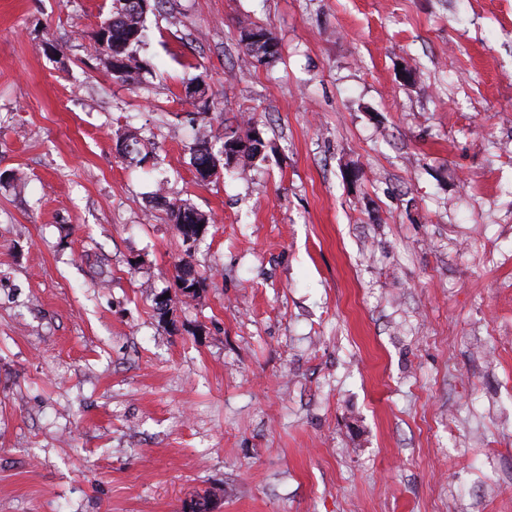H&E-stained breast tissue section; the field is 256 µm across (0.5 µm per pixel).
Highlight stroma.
Wrapping results in <instances>:
<instances>
[{
	"mask_svg": "<svg viewBox=\"0 0 512 512\" xmlns=\"http://www.w3.org/2000/svg\"><path fill=\"white\" fill-rule=\"evenodd\" d=\"M111 11L0 0V512H512V0H167L127 82ZM254 32H256V34L266 38V41L264 42V44L262 46H260V48H263V46H265L267 42H275L276 44H278L277 39L266 28H264L262 26H259V25L255 24V23H252V22H250V23H242L241 22L240 40L243 43L247 54L250 57L256 59V61L260 62V63L271 64V63L276 62L280 58V53H279V55L277 57H275V58H273L271 60H264L261 57V53H259V52L253 53V50L248 46V44L244 43V36L246 34H254ZM247 125L248 126L251 125V126L244 135H241L237 130L231 131L230 133L225 132L224 133V145L234 138H239V139L242 137L247 138V139L251 140L253 144H252L251 148L248 150V152L244 156H242L240 159H237L236 162L238 160H240L244 164H247V163H253L254 161H263V160H265V156L263 155V148L265 147V145H264V141L261 136H260V138H257V134L258 133L260 134V131L258 129V124L255 122L253 123L252 119H249L247 121ZM211 146L209 145L208 136L206 134H203L202 137L198 140L196 146L192 150V164L195 159L201 160L202 162H206L209 160H212L214 164L216 162L220 161V158H218V155L221 154V150L218 151L217 154H215L213 151L210 152ZM206 151V153H204ZM212 162L205 163L198 167L196 170L198 177L200 180L207 181L210 178L213 177L217 170V166L215 167ZM166 211L169 217V220L173 224H188L192 226V228H196L198 224H195L192 217L196 216L198 220H201L204 217V214L196 211L193 207L187 205L186 203H180L177 201L166 200ZM205 223L207 226L210 223V218L205 215L204 217Z\"/></svg>",
	"mask_w": 512,
	"mask_h": 512,
	"instance_id": "35a3bbf8",
	"label": "stroma"
}]
</instances>
